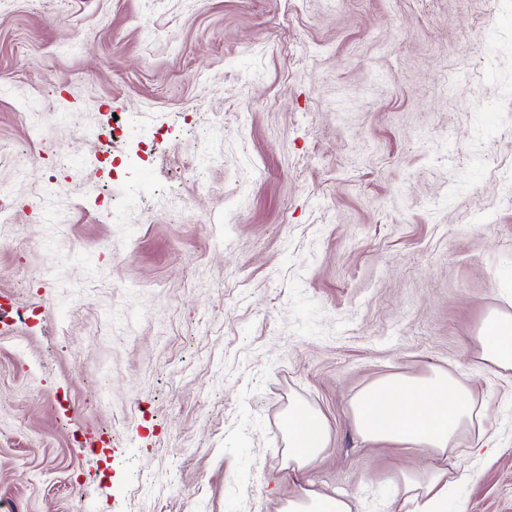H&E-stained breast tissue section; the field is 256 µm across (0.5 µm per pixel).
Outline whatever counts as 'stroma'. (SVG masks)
<instances>
[{
    "mask_svg": "<svg viewBox=\"0 0 512 512\" xmlns=\"http://www.w3.org/2000/svg\"><path fill=\"white\" fill-rule=\"evenodd\" d=\"M0 189V512H387L423 458L350 399L432 366L483 403L447 512H512L476 341L512 295V0H0ZM295 401L329 427L298 476ZM357 512L356 504L340 493L308 488L299 497L288 498L279 512Z\"/></svg>",
    "mask_w": 512,
    "mask_h": 512,
    "instance_id": "35a3bbf8",
    "label": "stroma"
}]
</instances>
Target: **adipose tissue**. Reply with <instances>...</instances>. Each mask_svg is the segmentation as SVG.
Listing matches in <instances>:
<instances>
[{
    "label": "adipose tissue",
    "instance_id": "ef3b65f1",
    "mask_svg": "<svg viewBox=\"0 0 512 512\" xmlns=\"http://www.w3.org/2000/svg\"><path fill=\"white\" fill-rule=\"evenodd\" d=\"M476 341L480 359L494 372L512 371V310L495 309L483 320ZM472 389L454 370L432 367L420 374L394 373L373 379L351 399L354 428L363 441L382 449H405L427 457L423 467L401 469L393 505L402 512H446L448 471L439 461L454 451L476 415ZM288 467L300 471L326 449L325 419L304 403L288 408ZM348 496L313 488L288 499L280 512H355Z\"/></svg>",
    "mask_w": 512,
    "mask_h": 512
}]
</instances>
